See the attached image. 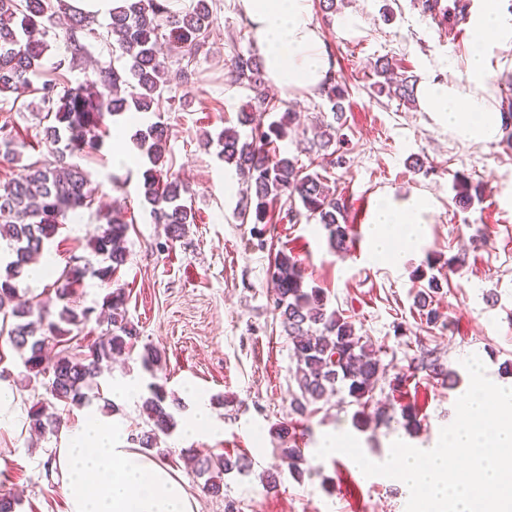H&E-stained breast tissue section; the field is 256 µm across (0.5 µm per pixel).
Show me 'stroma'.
<instances>
[{"label": "stroma", "instance_id": "1", "mask_svg": "<svg viewBox=\"0 0 512 512\" xmlns=\"http://www.w3.org/2000/svg\"><path fill=\"white\" fill-rule=\"evenodd\" d=\"M414 2L338 0L335 11L328 12L322 0H312L335 74L348 91L341 119L348 163L328 168L330 186L351 209L361 200L376 207L384 196L399 203L419 196L428 203L421 241L404 246L398 263L373 257L364 230L350 229L349 250L337 253L324 227L302 216L293 224L268 225L260 249L251 225L240 222L241 195L224 190L225 178L235 169L219 157L217 145L204 143L205 137L236 125L251 103V91L228 77L232 59L255 49L235 0H214L216 21L195 56L176 51L169 58L175 111L146 113L139 122L161 120L172 128L166 157L191 188L187 203L195 216L186 235L167 242L163 225L153 222L140 196L139 172L146 158L139 149L123 154L114 146L122 137L133 140L138 124L122 115L106 118L100 152L77 160L97 186L98 199L116 202L132 222L125 242L128 260L114 285L128 296V315L142 342L162 355L161 384L180 401L172 409L177 425L162 436V447L251 461L248 471L225 476L220 497L205 494L203 479L175 463L198 512H224L229 501L238 512H405L407 488L360 475L347 457L317 458L323 436L351 433L368 458L382 462L396 440L417 448L437 444L441 428L455 418L457 398L469 386L463 358L479 356L491 381L512 384V138L461 143L418 104L375 94L372 88V66L382 57L396 71L418 79L455 80L464 73L466 48L440 41ZM45 39L50 49L41 78L46 82L74 85L97 65L125 64L103 40L88 37L80 65L60 69L56 63L66 49L59 27L47 25ZM271 96L278 111L301 115L302 125L290 132L282 154L307 162L316 127L333 120L326 98L276 90ZM38 102L31 89L0 97V125L14 126L23 144L21 164L0 163L1 183L20 173L22 163L48 156ZM459 175L484 188L481 200L466 210L455 201L453 183ZM98 224L95 210L85 211L82 223H65L46 243L43 254L54 272L74 257H90L88 243ZM282 249L302 260L307 284L323 289L329 308L378 347L386 372L375 397L395 408L415 406L418 428L408 430L394 421L356 426L355 406L338 395L304 414L291 411L296 362L271 292L274 257ZM430 258L439 263L434 273L441 281L433 306L443 323L435 327L421 319L415 303L427 282L416 279L414 271ZM427 350L457 374L456 384L416 369L415 358ZM22 371L7 334L0 333V374L17 389L14 416L0 426V491L20 498L19 512H67L60 483L45 466L64 439L30 432L26 411L44 390L39 383H24ZM150 381L139 361L115 363L99 378L89 406L101 409L113 387L135 384L137 396L119 402L117 416L128 434H138L145 426L141 405ZM200 395L214 427L202 438L188 439L179 424ZM282 421L292 423L301 439L307 472L299 481L280 452L274 427ZM272 471L278 482L270 489L264 477Z\"/></svg>", "mask_w": 512, "mask_h": 512}]
</instances>
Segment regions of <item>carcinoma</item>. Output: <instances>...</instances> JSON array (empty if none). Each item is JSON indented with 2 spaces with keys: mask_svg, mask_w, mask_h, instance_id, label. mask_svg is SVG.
<instances>
[{
  "mask_svg": "<svg viewBox=\"0 0 512 512\" xmlns=\"http://www.w3.org/2000/svg\"><path fill=\"white\" fill-rule=\"evenodd\" d=\"M192 7L175 10L171 0H132L124 7L112 10L106 39L116 38L118 48L127 58V66L98 67L84 81L57 91L56 85L45 83L40 100L45 120L53 124L44 127V140L54 161H34L22 165L23 174L0 185V239L7 243L6 258L0 269V321L9 324L8 339L19 355L28 378L43 377L46 397L29 407L28 424L41 436L55 435L63 425L62 414L80 408L89 400L87 390L99 377L103 365L120 358H131L136 350L139 332L127 313V296L122 288L112 287L115 274L127 262L124 246L129 230L121 208L97 209L100 224L90 240L91 253L101 258L99 265L82 257L64 269L53 283L54 297L43 300L20 293L17 283L26 277V268L43 250L45 243L58 232L63 221L74 212L92 209L96 188L81 167L65 162L66 157L93 154L100 151L106 132L105 119L125 112H159L173 106L175 99L167 81L166 50L175 47L188 55L196 54L205 44L214 22L208 0H192ZM64 0H0V96L31 85L42 66L49 45L35 38V32L52 20ZM92 16L69 8V23L65 30L71 57L59 60L57 67L74 68L82 58L84 35L94 34ZM231 76L254 93V111L243 113L239 123L250 126L241 134L225 128L217 135L219 157L235 166L243 190L239 218L253 225V234L262 239L264 226L276 221L292 223L306 210L329 231L333 249L345 250L349 241L348 212L345 201L331 192L326 176L318 172L322 163L309 158L308 164L281 157L280 142L297 125V113L284 112L277 119L264 122L274 110L264 92V67L253 54H239L231 63ZM374 87L382 94L391 91L407 102L414 99L416 80L400 77L392 64L376 62ZM336 120L344 112L346 85L334 78L323 89ZM341 127L329 123L319 127V150L336 146V166L345 164L337 145L343 142ZM172 128L161 121L154 122L136 134L139 149L149 166L141 173V190L150 206L153 221L164 225L167 239L185 236L188 225L194 223L192 209L186 204L189 186L166 166L167 143ZM0 153L10 162L21 161L15 149L14 136L7 125L0 126ZM456 201L469 207L480 199V185L465 177L455 180ZM285 200L277 216L269 207ZM302 208H297L296 203ZM100 282L106 294L101 309L107 314L106 328L87 345L60 350L55 361L46 364L48 344L68 343L72 332L82 333L93 319L94 308H79L74 296L87 277ZM272 280L276 288L274 310L282 332L296 359L294 380L299 394L292 400V410L304 412L329 395L346 393L360 410L353 419L355 425L367 423L365 407L373 400L378 381L385 367L373 346L357 335L353 324L338 311L327 307L325 293L305 284V269L300 259L282 250L276 254ZM142 367L157 377L160 355L151 345L143 346L139 354ZM417 368L444 379L453 376L439 358L424 355L417 359ZM164 385L149 384L142 410L147 429L136 435L135 441L147 451L157 450L161 436L169 434L174 418ZM290 472L300 476L305 461L302 449L294 444L282 449ZM179 458L198 478H205L203 489L213 497L223 495L224 475L250 468L243 457L224 455L201 456L193 448H183Z\"/></svg>",
  "mask_w": 512,
  "mask_h": 512,
  "instance_id": "obj_1",
  "label": "carcinoma"
}]
</instances>
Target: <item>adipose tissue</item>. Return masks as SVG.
Masks as SVG:
<instances>
[{
  "instance_id": "ef3b65f1",
  "label": "adipose tissue",
  "mask_w": 512,
  "mask_h": 512,
  "mask_svg": "<svg viewBox=\"0 0 512 512\" xmlns=\"http://www.w3.org/2000/svg\"><path fill=\"white\" fill-rule=\"evenodd\" d=\"M264 59L269 83L283 92L318 90L333 71L310 0H236ZM465 77L441 82L425 78L416 87L423 111L461 142L494 140L503 125L488 48L512 39L500 0H485L475 23ZM427 201L415 197L379 204L368 237L374 255L398 261L399 242L419 241ZM122 421L108 415L80 419L65 430L55 466L67 512H197L185 481L152 455L125 448Z\"/></svg>"
}]
</instances>
